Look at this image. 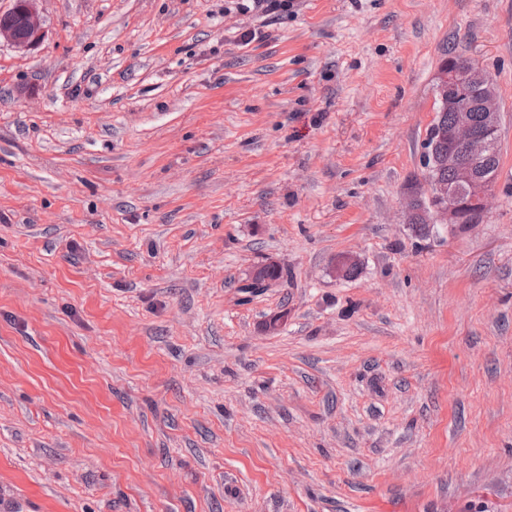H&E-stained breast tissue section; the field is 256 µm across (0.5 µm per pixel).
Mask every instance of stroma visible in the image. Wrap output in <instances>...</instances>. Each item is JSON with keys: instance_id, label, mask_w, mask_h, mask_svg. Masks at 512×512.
<instances>
[{"instance_id": "stroma-1", "label": "stroma", "mask_w": 512, "mask_h": 512, "mask_svg": "<svg viewBox=\"0 0 512 512\" xmlns=\"http://www.w3.org/2000/svg\"><path fill=\"white\" fill-rule=\"evenodd\" d=\"M35 6L0 43V502L512 512V0ZM447 53L500 165L424 236ZM43 38L44 30L33 0H16L9 11L0 13L1 41L18 49H30ZM297 0H228L241 14L260 13L264 16L293 12Z\"/></svg>"}]
</instances>
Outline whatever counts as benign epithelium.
Masks as SVG:
<instances>
[{"mask_svg": "<svg viewBox=\"0 0 512 512\" xmlns=\"http://www.w3.org/2000/svg\"><path fill=\"white\" fill-rule=\"evenodd\" d=\"M44 38V30L33 0H15L14 6L0 13V40L18 49H29ZM439 86L448 92V108L457 111L456 121L446 130H437L434 144L448 143V153L438 160L456 171L451 184L433 183L424 199L407 188L409 220L436 212L442 224H473L487 210L493 181L485 174L484 163L495 149L500 132V106L489 75L469 62L463 67L445 66L439 73ZM467 89L479 95L484 127L478 132L471 123L467 106L459 102V91Z\"/></svg>", "mask_w": 512, "mask_h": 512, "instance_id": "obj_1", "label": "benign epithelium"}]
</instances>
